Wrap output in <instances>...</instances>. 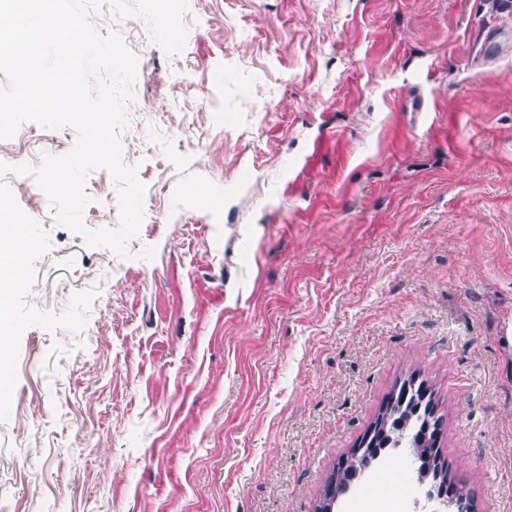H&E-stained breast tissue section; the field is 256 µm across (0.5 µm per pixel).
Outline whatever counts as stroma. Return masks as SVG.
Returning <instances> with one entry per match:
<instances>
[{
	"instance_id": "obj_1",
	"label": "stroma",
	"mask_w": 512,
	"mask_h": 512,
	"mask_svg": "<svg viewBox=\"0 0 512 512\" xmlns=\"http://www.w3.org/2000/svg\"><path fill=\"white\" fill-rule=\"evenodd\" d=\"M184 23L180 54L137 55L123 161L151 220L131 259L7 177L52 244L31 304L98 294L84 348L21 336L0 512H314L410 378L475 512H512V18L498 0H189ZM186 186L220 189V212ZM87 191L85 224L116 226L110 174ZM426 489L389 451L334 510L437 512Z\"/></svg>"
}]
</instances>
